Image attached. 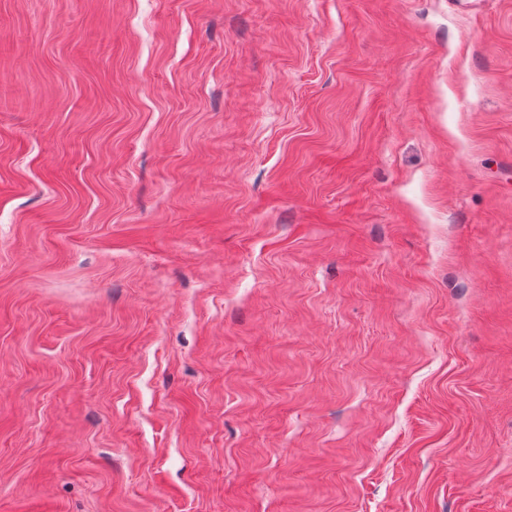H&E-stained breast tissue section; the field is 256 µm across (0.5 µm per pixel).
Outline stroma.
Returning <instances> with one entry per match:
<instances>
[{"label": "stroma", "instance_id": "obj_1", "mask_svg": "<svg viewBox=\"0 0 512 512\" xmlns=\"http://www.w3.org/2000/svg\"><path fill=\"white\" fill-rule=\"evenodd\" d=\"M512 512V0H0V512Z\"/></svg>", "mask_w": 512, "mask_h": 512}]
</instances>
